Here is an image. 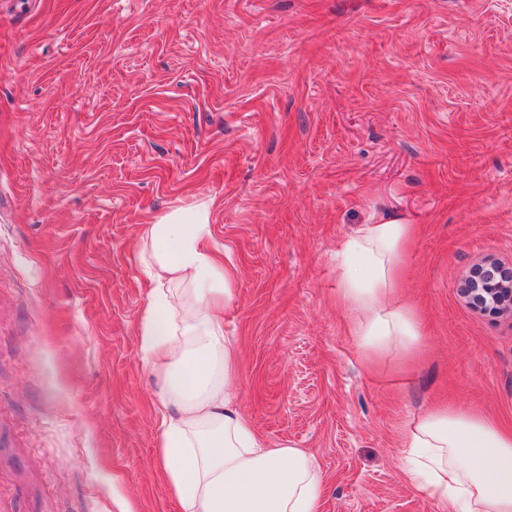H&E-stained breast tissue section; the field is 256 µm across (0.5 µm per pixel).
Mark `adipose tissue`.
<instances>
[{"mask_svg": "<svg viewBox=\"0 0 512 512\" xmlns=\"http://www.w3.org/2000/svg\"><path fill=\"white\" fill-rule=\"evenodd\" d=\"M412 227L387 213L358 225L344 243L339 297L365 358L414 348L420 329L397 302ZM152 285L139 328L143 364L162 383L156 403L158 455L179 512H319L316 456L260 437L235 403L236 351L221 311L236 271L209 245V213L198 204L144 225ZM400 464L440 512H512V432L486 416L434 408L408 422Z\"/></svg>", "mask_w": 512, "mask_h": 512, "instance_id": "adipose-tissue-1", "label": "adipose tissue"}]
</instances>
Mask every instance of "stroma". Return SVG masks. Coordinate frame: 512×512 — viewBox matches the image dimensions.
<instances>
[{"label":"stroma","mask_w":512,"mask_h":512,"mask_svg":"<svg viewBox=\"0 0 512 512\" xmlns=\"http://www.w3.org/2000/svg\"><path fill=\"white\" fill-rule=\"evenodd\" d=\"M200 202L257 432L315 454L319 512H438L406 422L512 431V320L457 292L512 261V0H0V512H177L136 255ZM386 212L422 336L369 362L338 253Z\"/></svg>","instance_id":"1"}]
</instances>
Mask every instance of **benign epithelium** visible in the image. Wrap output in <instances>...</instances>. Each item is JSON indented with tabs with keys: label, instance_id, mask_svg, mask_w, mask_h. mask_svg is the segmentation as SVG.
<instances>
[{
	"label": "benign epithelium",
	"instance_id": "1",
	"mask_svg": "<svg viewBox=\"0 0 512 512\" xmlns=\"http://www.w3.org/2000/svg\"><path fill=\"white\" fill-rule=\"evenodd\" d=\"M459 291L471 308L512 319V262L487 259L475 264Z\"/></svg>",
	"mask_w": 512,
	"mask_h": 512
}]
</instances>
